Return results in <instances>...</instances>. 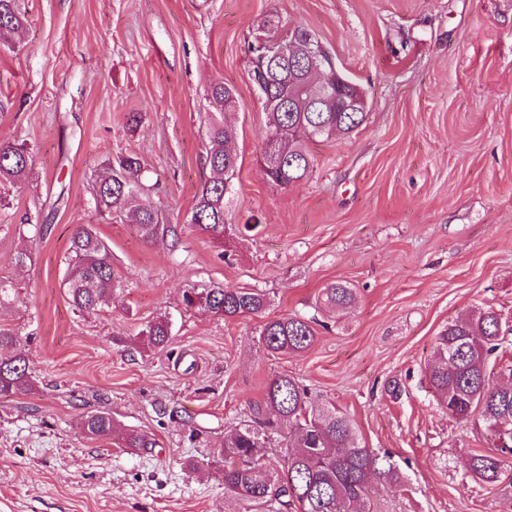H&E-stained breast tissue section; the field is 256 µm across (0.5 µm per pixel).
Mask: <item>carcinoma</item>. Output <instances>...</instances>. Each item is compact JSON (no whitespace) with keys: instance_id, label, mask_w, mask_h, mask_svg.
I'll use <instances>...</instances> for the list:
<instances>
[{"instance_id":"1","label":"carcinoma","mask_w":512,"mask_h":512,"mask_svg":"<svg viewBox=\"0 0 512 512\" xmlns=\"http://www.w3.org/2000/svg\"><path fill=\"white\" fill-rule=\"evenodd\" d=\"M27 18L17 0H0V38L20 34ZM318 42L308 30H281L267 22L250 45V75L267 114V136L262 150L264 172L271 183L287 188L304 179L312 158L303 145L306 140L330 138L340 132L349 135L365 121L364 112H306L313 75L307 73L309 60L286 58L272 64L260 55L259 45L277 40ZM235 89L217 81L210 86V112L205 164L209 175L198 190L189 224L194 231L226 242L254 224L226 222V180L237 168L233 149L235 131L226 112L235 102ZM32 156L25 144H0V204L3 190L26 183ZM144 166L140 158L121 155L106 159L95 181V212L101 216L132 218L136 233L151 241L167 232L158 209L144 194L141 182ZM69 269L64 280L71 306L80 313L97 312L109 305L112 295L124 287V280L112 269V252L90 224L76 227L70 239ZM266 292L213 286L188 288L183 303L188 309H202L224 318L258 315L269 305ZM354 302V290L342 282L324 288L319 304L346 309ZM316 319L287 315L262 325L260 343L271 353L302 352L316 339ZM506 325L491 308L448 323L438 337L433 362L426 378L439 404L456 421L480 418L489 450L469 459L471 477L493 485L504 473L506 459H512V365L509 377L493 376L490 363L506 353ZM172 333L171 320L160 316L142 334L146 345L160 349ZM33 389L28 360L17 333L0 325V396L26 395ZM80 429L91 439L106 440L115 432L112 413L98 410L86 414ZM126 448H153L155 441L142 433L124 436ZM279 449L277 460L268 459L267 449ZM221 478L224 497L238 506L237 512H372L378 489L370 483L375 475L398 480L387 456L360 444L349 417L334 407L312 400L307 388L283 373L273 376L263 400L250 406L249 414L224 431Z\"/></svg>"}]
</instances>
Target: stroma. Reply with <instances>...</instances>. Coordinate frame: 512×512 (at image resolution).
Here are the masks:
<instances>
[{"label":"stroma","mask_w":512,"mask_h":512,"mask_svg":"<svg viewBox=\"0 0 512 512\" xmlns=\"http://www.w3.org/2000/svg\"><path fill=\"white\" fill-rule=\"evenodd\" d=\"M28 18L0 44V143H26L32 176L0 210V322L16 328L34 390L0 397V512H233L215 464L224 430L260 402L272 375L298 378L390 456L373 512H512L501 482L471 480L481 421H456L425 377L448 323L490 307L512 323V0H18ZM313 33L365 91L350 135L308 142L309 175L281 188L262 170L266 114L248 45L265 22ZM236 90L238 167L226 220L257 217L226 244L187 229L207 175L206 92ZM143 121L130 127L129 113ZM137 156L170 238L143 241L130 218L102 220L103 161ZM43 224L21 267L24 220ZM93 225L128 282L109 307L75 313L63 286L69 241ZM333 282L350 309L318 310ZM257 288L264 315L185 309L191 286ZM168 315L165 348L140 333ZM316 317L313 345L272 354L264 320ZM400 386L391 396L388 383ZM152 448L91 440L87 412Z\"/></svg>","instance_id":"1"}]
</instances>
